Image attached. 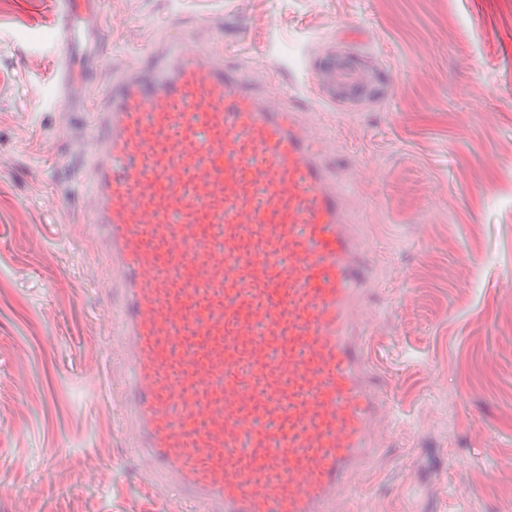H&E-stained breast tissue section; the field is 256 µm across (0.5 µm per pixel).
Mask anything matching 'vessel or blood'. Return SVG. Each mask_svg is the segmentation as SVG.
I'll use <instances>...</instances> for the list:
<instances>
[{
	"instance_id": "obj_1",
	"label": "vessel or blood",
	"mask_w": 512,
	"mask_h": 512,
	"mask_svg": "<svg viewBox=\"0 0 512 512\" xmlns=\"http://www.w3.org/2000/svg\"><path fill=\"white\" fill-rule=\"evenodd\" d=\"M61 101L101 36L62 0ZM81 113L84 223L109 250L86 275L127 365L112 394L142 490L170 512H343L349 474L393 419L354 326L377 306L333 144L188 36L140 55Z\"/></svg>"
}]
</instances>
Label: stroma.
Wrapping results in <instances>:
<instances>
[{"label": "stroma", "instance_id": "1", "mask_svg": "<svg viewBox=\"0 0 512 512\" xmlns=\"http://www.w3.org/2000/svg\"><path fill=\"white\" fill-rule=\"evenodd\" d=\"M59 0H0V484L27 512H167L140 491L105 401L121 377L98 319L105 267L69 194L72 105L53 101ZM95 79L179 35L259 81L339 63L309 116L346 170L384 311L374 370L399 410L350 512H512V0H97ZM67 464L57 470L56 456ZM98 462L88 469V458Z\"/></svg>", "mask_w": 512, "mask_h": 512}]
</instances>
